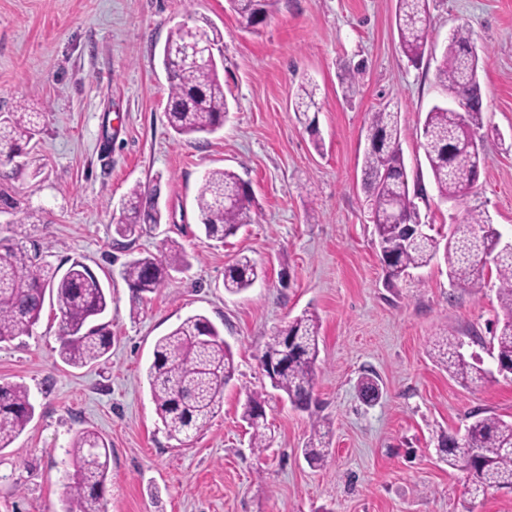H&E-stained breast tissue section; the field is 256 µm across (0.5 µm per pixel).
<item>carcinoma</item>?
Masks as SVG:
<instances>
[{
	"mask_svg": "<svg viewBox=\"0 0 512 512\" xmlns=\"http://www.w3.org/2000/svg\"><path fill=\"white\" fill-rule=\"evenodd\" d=\"M275 0H228L231 10L250 31L263 24ZM428 0H397L396 27L400 46L411 62L419 61L431 40ZM221 34L206 26L177 25L163 47L162 64L168 83L166 118L179 136L213 134L224 127L230 102L220 80L218 64H196L182 57L186 43H220ZM470 30L457 26L449 35L437 69V79L448 91L451 103L433 106L420 130L433 183L442 202H457L473 189L475 171L485 163L483 148L471 150V140L482 144L483 97L478 77L479 54ZM357 66L341 77L344 98L356 95ZM317 109L316 85L298 86L293 111L304 117ZM39 113L22 105L0 119V157L12 160L21 142L38 134ZM367 139L381 147L364 154L362 181L366 202L380 249L386 277L397 281L413 269L443 258L448 278L459 286L477 280L487 263L496 268L498 301L502 318L492 340L498 372L512 373V248L503 245V234L482 212H469L450 225L438 239L427 234L417 239L407 224L418 216L417 199H425L419 179L409 180L404 165L400 112L387 106L371 113ZM157 186L137 184L122 204V218L115 233L133 240L146 229H155L162 211L155 203ZM196 205L206 238L219 242L246 224H257L261 207L248 183L228 169L206 172L198 189ZM190 265L184 248L175 240L163 242L162 257L132 258L123 264V279L142 297L162 287L173 272ZM264 274L256 260L243 255L224 269V291L240 294ZM55 295L61 313L60 358L72 366H84L103 358L112 346L107 326L96 323L111 299L93 271L74 262L64 272L43 260L40 251L29 250L19 224L10 238H0V343L11 342L32 331L38 323L45 293ZM320 327L315 315L304 312L277 328L265 342L260 362L275 366L264 370L273 390L301 411L313 403L319 354ZM460 340L444 339L433 348L435 363L461 385L481 383L488 371L481 360L461 352ZM231 346L204 315L185 318L154 345L147 377L156 412L167 433L185 443L191 441L223 405L224 390L235 378ZM268 399L262 393L247 396L242 418L252 429L250 448L261 454L271 447L267 425ZM35 407L28 389L20 384H0V449L8 448L33 420ZM328 426L312 421L309 438L301 449L307 464L323 465L329 454ZM439 452L448 467L466 473L468 494L477 499L490 489H512V422L484 416L474 420L464 435L441 438ZM112 448L97 432L84 429L73 438L67 455L73 469L62 512H105L104 493Z\"/></svg>",
	"mask_w": 512,
	"mask_h": 512,
	"instance_id": "cac0c4a2",
	"label": "carcinoma"
}]
</instances>
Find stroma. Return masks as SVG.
<instances>
[{"mask_svg":"<svg viewBox=\"0 0 512 512\" xmlns=\"http://www.w3.org/2000/svg\"><path fill=\"white\" fill-rule=\"evenodd\" d=\"M396 0H277L267 23L242 28L227 0H0V115L28 102L39 133L0 163V237L24 224L53 265L86 264L110 293L103 321L112 347L98 363L59 356L60 312L45 299L32 333L0 344V383L26 386L35 417L0 450V512H60L75 433L110 443L106 512H512V491L471 499L466 478L438 452L443 434L474 415L512 420V375L494 370L500 312L494 267L457 286L445 264L387 282L362 188L369 112L401 114L409 176H421L422 222L447 233L467 212L512 231V0H428L433 51L420 65L402 53ZM207 19L222 35L220 77L235 103L224 129L186 138L165 116L160 53L172 28ZM479 53L485 163L472 191L443 202L417 135L447 102L437 67L458 25ZM362 65L358 92L341 95L344 67ZM318 87L316 152L292 108L301 82ZM226 168L248 182L259 223L207 239L195 203L203 174ZM158 183L164 220L127 246L114 227L135 183ZM183 245L191 267L134 299L120 275L129 259ZM266 277L237 296L224 268L240 256ZM320 322L313 412L271 397L272 446H249L246 397L269 394L259 356L268 336L303 311ZM194 314L231 345L237 372L222 408L191 445L170 437L146 370L158 337ZM452 336L490 369L464 388L429 355ZM380 395L365 404L362 378ZM330 424V454L311 468L301 450L313 418Z\"/></svg>","mask_w":512,"mask_h":512,"instance_id":"obj_1","label":"stroma"}]
</instances>
